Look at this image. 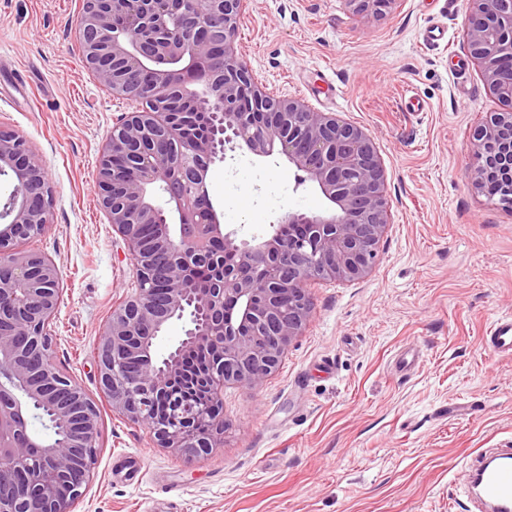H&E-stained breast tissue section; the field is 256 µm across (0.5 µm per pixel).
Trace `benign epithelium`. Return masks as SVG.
Listing matches in <instances>:
<instances>
[{
	"mask_svg": "<svg viewBox=\"0 0 512 512\" xmlns=\"http://www.w3.org/2000/svg\"><path fill=\"white\" fill-rule=\"evenodd\" d=\"M466 41L502 105L473 130L468 178L496 185L495 203L512 209V0H467ZM252 0H84L77 25L85 65L97 81L136 104L113 124L97 165L100 206L135 262L138 288L112 309L96 357L112 410L143 427L161 447L209 451L224 433V385H261L311 312L306 282L358 280L377 260L390 223L387 178L361 127L260 88L233 52ZM224 114L190 135L178 112ZM284 156L298 180L328 202L319 214L290 212L283 224L305 233L236 241L210 199L211 165L228 150ZM133 156V168L118 159ZM45 165L17 132L0 127V175L11 191L0 208V512H73L93 480L99 412L53 361L49 325L62 301L61 271L22 248L50 228L53 191ZM163 189L178 228L155 201ZM151 231L146 233L144 228ZM236 255L223 266L222 252ZM219 271L192 296L191 270ZM174 319L190 328L157 360L154 340ZM167 403V413L156 402ZM39 419L50 434L31 432ZM80 467L84 478L70 472ZM23 474V479L15 475Z\"/></svg>",
	"mask_w": 512,
	"mask_h": 512,
	"instance_id": "1",
	"label": "benign epithelium"
}]
</instances>
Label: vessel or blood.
Returning <instances> with one entry per match:
<instances>
[{"mask_svg": "<svg viewBox=\"0 0 512 512\" xmlns=\"http://www.w3.org/2000/svg\"><path fill=\"white\" fill-rule=\"evenodd\" d=\"M483 343L493 351L512 353V316L498 318ZM470 471L477 482L481 512H512V448L477 458Z\"/></svg>", "mask_w": 512, "mask_h": 512, "instance_id": "vessel-or-blood-1", "label": "vessel or blood"}]
</instances>
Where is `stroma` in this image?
Listing matches in <instances>:
<instances>
[{
	"label": "stroma",
	"mask_w": 512,
	"mask_h": 512,
	"mask_svg": "<svg viewBox=\"0 0 512 512\" xmlns=\"http://www.w3.org/2000/svg\"><path fill=\"white\" fill-rule=\"evenodd\" d=\"M235 51L270 92L361 126L386 170L391 222L376 268L309 285L311 317L278 369L226 387L224 442L178 454L113 412L95 362L136 269L95 195L100 152L131 101L85 67L83 0H0V126L46 163L52 225L31 243L59 267L54 361L95 401L100 454L75 512H468L469 462L512 446V355L481 343L512 315V212L466 177L472 131L497 111L467 53V0H254ZM438 26L439 44L423 43ZM207 182L225 230L269 234L321 212L281 156L227 152ZM416 350L414 370L398 371Z\"/></svg>",
	"instance_id": "1"
}]
</instances>
